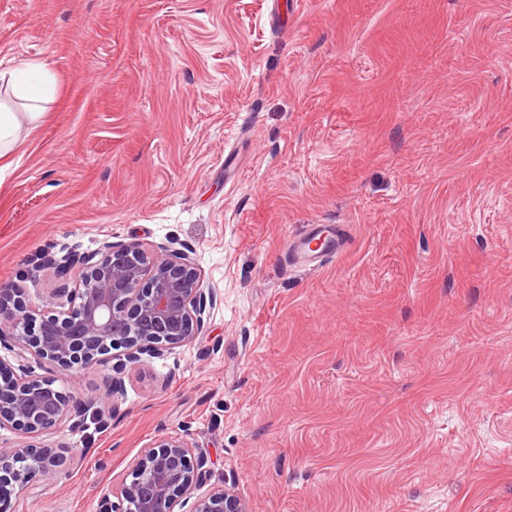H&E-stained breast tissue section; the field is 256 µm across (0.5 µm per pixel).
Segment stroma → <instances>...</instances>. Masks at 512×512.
Instances as JSON below:
<instances>
[{"instance_id":"1","label":"stroma","mask_w":512,"mask_h":512,"mask_svg":"<svg viewBox=\"0 0 512 512\" xmlns=\"http://www.w3.org/2000/svg\"><path fill=\"white\" fill-rule=\"evenodd\" d=\"M55 80L0 173V285L60 313L44 249H194L191 343L29 362L93 401L6 512H97L161 435L248 512H512V0H0V71ZM345 250L291 267L288 238ZM345 225L312 224L305 227L291 240L290 260L294 264L311 268L320 258L342 250L347 242Z\"/></svg>"}]
</instances>
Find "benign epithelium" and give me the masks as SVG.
<instances>
[{"mask_svg": "<svg viewBox=\"0 0 512 512\" xmlns=\"http://www.w3.org/2000/svg\"><path fill=\"white\" fill-rule=\"evenodd\" d=\"M42 261L65 282L79 267L80 302L62 315L37 318L18 289L1 284L0 344L22 359L73 372L108 366L113 349L124 350L128 363L143 354L159 358L193 341L214 303L193 250L183 245L147 249L137 241L108 243L89 258L69 251L60 257L49 253ZM91 406L0 360V429L35 436L65 422L78 427ZM64 461V451L35 443L0 448V502L31 482L55 478ZM207 462L206 451L189 434L161 436L139 457L117 500L107 495L99 512H246L227 488L188 503L185 496L203 483Z\"/></svg>", "mask_w": 512, "mask_h": 512, "instance_id": "1", "label": "benign epithelium"}]
</instances>
